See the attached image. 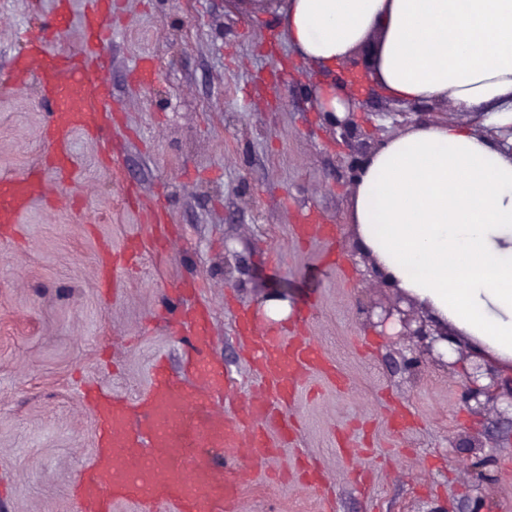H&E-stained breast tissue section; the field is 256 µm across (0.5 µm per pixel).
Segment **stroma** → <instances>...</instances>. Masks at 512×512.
<instances>
[{"instance_id": "35a3bbf8", "label": "stroma", "mask_w": 512, "mask_h": 512, "mask_svg": "<svg viewBox=\"0 0 512 512\" xmlns=\"http://www.w3.org/2000/svg\"><path fill=\"white\" fill-rule=\"evenodd\" d=\"M84 0H0V69L19 51L18 32L59 5ZM112 153L76 135L80 174L36 203L0 240V512H82L72 494L95 448L96 421L83 387L135 398L166 358L182 374L181 338L169 289L194 281L212 316L210 353L248 395L239 310L258 326L305 323L336 372L302 379L288 412L293 444L253 463L237 512H325L324 492L297 485L294 451L306 449L335 498L334 512H459L473 493L468 451L451 444L471 422L456 384L426 368L417 382L392 373L386 341L357 305L365 268L349 220L348 149L317 112L320 78L282 35L277 12L253 14L235 0H112ZM289 82L257 86L272 59ZM152 67L148 84L137 66ZM381 95L356 111L370 140L403 132L376 120ZM48 115L35 82L0 103V175L47 167ZM137 186L140 205L122 188ZM161 203L173 239L122 272L117 293L98 284L101 246L147 238L145 216ZM331 224L332 242H299V223ZM512 443L495 453L492 512H512Z\"/></svg>"}]
</instances>
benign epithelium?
I'll list each match as a JSON object with an SVG mask.
<instances>
[{"label":"benign epithelium","mask_w":512,"mask_h":512,"mask_svg":"<svg viewBox=\"0 0 512 512\" xmlns=\"http://www.w3.org/2000/svg\"><path fill=\"white\" fill-rule=\"evenodd\" d=\"M350 60L342 66L340 79L345 86L348 111L339 116L326 112V125L355 155H370L379 143L368 140L353 118L354 109L363 105V92L352 78L369 76ZM367 325L384 337L396 357L389 359L391 370L409 380L417 378L427 365L443 368L458 379L457 403L477 422V426L461 433L471 449V465L476 471L475 495L469 497L461 512H487L486 488L494 482L490 467L494 456L489 449L505 438L512 439V373H506L492 361L478 357L464 362L459 342L448 336L427 311L410 314L398 305L377 306L360 302Z\"/></svg>","instance_id":"benign-epithelium-1"}]
</instances>
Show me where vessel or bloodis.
Wrapping results in <instances>:
<instances>
[{"mask_svg":"<svg viewBox=\"0 0 512 512\" xmlns=\"http://www.w3.org/2000/svg\"><path fill=\"white\" fill-rule=\"evenodd\" d=\"M69 21L68 14L56 12L40 29L24 31L22 52L0 73L5 95L37 79L50 117L46 139L53 160L48 178L38 173L0 177V226L7 229L33 203L46 201L48 183L74 180L76 134L94 138L103 154L111 152L112 90L99 73L105 66L103 50L112 41V0H87L81 45L61 50L55 46L57 33ZM121 265L110 247H101V288L115 287ZM238 325L252 360L275 389L274 400L245 402L227 417L223 399L230 381L208 352L209 312L184 313V376L172 374L159 359L148 388L136 399L89 394L97 421L95 452L73 486L85 512H112L119 502L137 504L140 512H234L245 474L232 471L230 460L243 450L254 461L276 451L254 421L269 415L272 401L293 399L300 377L327 368L311 337L257 328L245 313Z\"/></svg>","mask_w":512,"mask_h":512,"instance_id":"vessel-or-blood-1","label":"vessel or blood"}]
</instances>
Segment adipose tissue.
I'll return each mask as SVG.
<instances>
[{
  "label": "adipose tissue",
  "mask_w": 512,
  "mask_h": 512,
  "mask_svg": "<svg viewBox=\"0 0 512 512\" xmlns=\"http://www.w3.org/2000/svg\"><path fill=\"white\" fill-rule=\"evenodd\" d=\"M279 24L321 75L377 35L375 82L401 102H451L486 129L422 122L361 167L350 219L389 277L512 359V0H284Z\"/></svg>",
  "instance_id": "obj_1"
}]
</instances>
